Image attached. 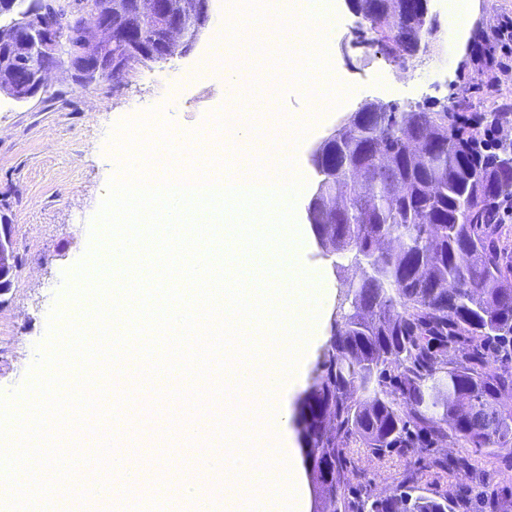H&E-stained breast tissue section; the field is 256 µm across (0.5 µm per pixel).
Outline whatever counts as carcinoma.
Instances as JSON below:
<instances>
[{
    "instance_id": "cac0c4a2",
    "label": "carcinoma",
    "mask_w": 512,
    "mask_h": 512,
    "mask_svg": "<svg viewBox=\"0 0 512 512\" xmlns=\"http://www.w3.org/2000/svg\"><path fill=\"white\" fill-rule=\"evenodd\" d=\"M367 52L397 65L412 47L387 33L389 0H359ZM317 171L344 212L312 225L361 270L335 313L321 374L297 417L314 479L329 491L330 512H351L354 438L375 455L414 452L418 432L450 431L483 451L512 448V373L492 367L482 348L512 355V267L490 231L512 202V143L486 150L481 133L455 107L426 104L374 112L361 106L325 144ZM468 350L463 359L448 354ZM401 485L367 495L356 512H455L459 491L418 494Z\"/></svg>"
}]
</instances>
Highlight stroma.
<instances>
[{
  "label": "stroma",
  "mask_w": 512,
  "mask_h": 512,
  "mask_svg": "<svg viewBox=\"0 0 512 512\" xmlns=\"http://www.w3.org/2000/svg\"><path fill=\"white\" fill-rule=\"evenodd\" d=\"M225 2L213 0L216 21L189 54L85 87L77 86L61 66L50 73L44 91L25 103L0 91V224L11 225L20 258L8 300L0 306V398H10L29 379L41 356L39 346L47 335L50 312L59 305L68 312L74 309L65 298V274L86 255L108 183L126 159L118 142V125L150 116L142 138L152 148L161 147L167 132L180 131L184 147L168 152L170 166L178 170L203 168L214 174L235 159V152L222 144L216 124L229 105L224 74L198 67L200 59L214 50L218 37L231 35L230 29L217 26ZM429 7L440 23V39L430 55L413 62L404 75L378 55L354 69L347 65L343 47L351 41L357 19L342 10L327 48L331 74L314 75L320 84L335 87V108L318 116L293 155L305 178V196L295 208L297 223H306L307 198L319 181L315 150L364 100L448 105L460 92L466 95L472 115L512 100V71L501 73L498 90L480 87L476 68L464 58L469 29L453 28L439 0H430ZM261 63L278 79L273 86L257 80L256 90L266 104L258 109L256 121L268 137L275 138L309 112L311 99L307 83L296 79L292 61L265 57ZM302 262L333 284L321 322L322 336H330L343 278L323 256L315 237L307 238ZM130 409L151 417L153 424L148 431L134 428L115 437L116 450L147 455L158 463L167 449L177 448L181 454L176 465L186 472L192 471L195 459L182 437L185 423L204 421L214 426L224 418L220 401L194 411L170 400L134 399ZM349 451L356 461L349 481L351 496H358L363 488L377 494L397 485L403 472L399 454L379 460L356 442L350 443ZM452 484L460 491L463 512H512V453L480 457L475 470L424 473L417 487L422 494L439 497Z\"/></svg>",
  "instance_id": "35a3bbf8"
}]
</instances>
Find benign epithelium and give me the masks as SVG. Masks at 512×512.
<instances>
[{"instance_id": "benign-epithelium-1", "label": "benign epithelium", "mask_w": 512, "mask_h": 512, "mask_svg": "<svg viewBox=\"0 0 512 512\" xmlns=\"http://www.w3.org/2000/svg\"><path fill=\"white\" fill-rule=\"evenodd\" d=\"M57 0H34L30 11L0 30V90L25 102L46 86L49 70L67 58L76 84L86 86L107 73L125 76L140 64L165 60L175 53L188 54L211 21L212 0H184L174 7L167 0H135L140 24L159 30L153 41H141L113 51L112 18L129 10L127 0H91L90 17H69ZM393 37L421 51L416 31L391 25ZM19 260L12 227L0 224V306L16 277Z\"/></svg>"}]
</instances>
